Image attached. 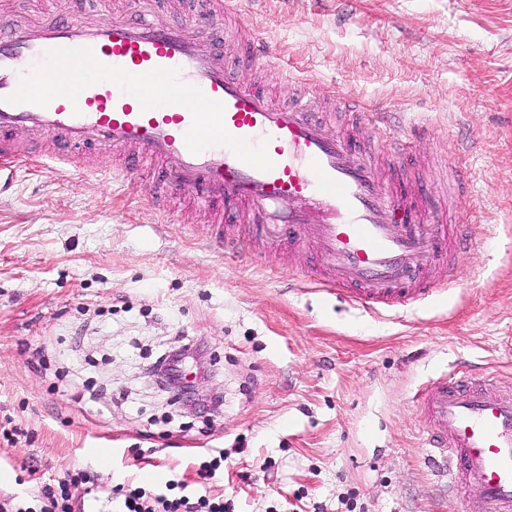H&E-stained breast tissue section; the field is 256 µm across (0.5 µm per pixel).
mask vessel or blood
I'll return each mask as SVG.
<instances>
[{
    "label": "vessel or blood",
    "mask_w": 512,
    "mask_h": 512,
    "mask_svg": "<svg viewBox=\"0 0 512 512\" xmlns=\"http://www.w3.org/2000/svg\"><path fill=\"white\" fill-rule=\"evenodd\" d=\"M93 25L48 18L0 29V153L40 149L53 165L76 150L106 151L101 175L140 179L150 199L184 196L210 215V247L243 261L268 245L313 264L290 278L369 313L408 309L447 288L475 242L460 208L473 197L467 168L449 170L444 223H429L432 192L408 183L420 165L411 131L356 97L282 102L248 81L258 67L286 77L257 37L233 41L222 0H195L185 19L153 8ZM28 59L43 83L18 67ZM158 87L147 97L143 87ZM246 230H238L239 222ZM411 403L428 460L444 465L454 501L512 512V383L488 390L458 362L418 387Z\"/></svg>",
    "instance_id": "1"
}]
</instances>
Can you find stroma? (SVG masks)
I'll list each match as a JSON object with an SVG mask.
<instances>
[{"label":"stroma","instance_id":"obj_1","mask_svg":"<svg viewBox=\"0 0 512 512\" xmlns=\"http://www.w3.org/2000/svg\"><path fill=\"white\" fill-rule=\"evenodd\" d=\"M314 95L360 98L422 125L414 141L448 202L464 148L476 246L455 284L375 315L277 272L233 262L204 213L158 211L138 179L0 157V504L87 470L72 496L150 494L180 480L235 512H479L441 507L409 396L456 361L512 375V0H224ZM79 15L80 0H0L17 18ZM202 348L215 407L188 411L149 369ZM223 462L213 479L202 462Z\"/></svg>","mask_w":512,"mask_h":512}]
</instances>
